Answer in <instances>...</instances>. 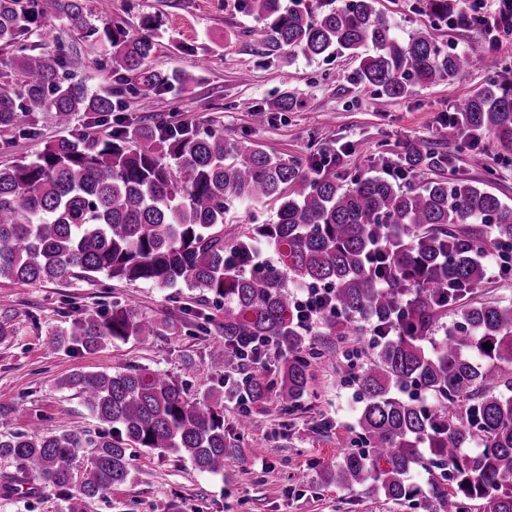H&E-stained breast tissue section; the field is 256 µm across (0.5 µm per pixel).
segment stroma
<instances>
[{"label":"stroma","instance_id":"1","mask_svg":"<svg viewBox=\"0 0 512 512\" xmlns=\"http://www.w3.org/2000/svg\"><path fill=\"white\" fill-rule=\"evenodd\" d=\"M95 22H115L137 32L143 17L161 16L163 29L151 64L162 71L197 72L188 89L170 88L142 112L132 77L117 78L105 45L86 33L55 22L51 37L32 36L37 53L66 47L63 77L89 91L111 95L118 117L137 122L151 117L188 121L223 131L225 139H249L267 152L310 162L324 151L335 154L336 169L346 175L384 174L397 164L406 144L429 139L447 154L445 176L483 184L512 204V156L486 148L483 166L472 165L467 137L448 124L458 98L488 79L512 81V34L501 35L495 51L484 47L478 26L449 25L426 13L422 0H379V7L401 34L422 31L443 45L472 55L469 69L452 86H414L404 97L378 108L373 88L354 80L358 66L348 57L310 59L269 47L263 26L241 9L238 0H86ZM292 95L290 112H272L275 98ZM264 109L256 118V109ZM35 137L19 138L0 130V167L38 154L60 134L53 113L29 116ZM276 205H236L226 215L224 233L239 236L275 217ZM131 301L139 314L170 324L163 335L109 343L87 353L60 349L55 336L84 308ZM220 317L217 304H200L183 288H159L149 282L126 283L98 276L87 281L20 284L0 280V433L32 434L96 431L98 424L76 390L61 388L75 373L113 371L128 366L160 369L200 397L216 379L211 351L217 336L195 335L185 312ZM331 357L313 370L301 408L281 415L274 403L254 408L247 431H240V408L224 405V432L240 439L236 457L220 475L202 473L171 452H134L131 482L112 488L94 512H416L392 504L363 488L342 489L327 483L345 448L355 438L360 409L355 383L340 380L335 358L357 349L363 366L373 349L368 336L338 340L318 336ZM192 373H185V366ZM0 512H64L53 488L23 477L17 462L0 458Z\"/></svg>","mask_w":512,"mask_h":512}]
</instances>
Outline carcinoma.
<instances>
[{
	"mask_svg": "<svg viewBox=\"0 0 512 512\" xmlns=\"http://www.w3.org/2000/svg\"><path fill=\"white\" fill-rule=\"evenodd\" d=\"M263 24L274 49L310 58L347 55L356 79L380 106L416 84L451 85L469 56L416 31L401 36L377 0H239ZM438 18L467 14V0H423ZM54 18L110 49L112 72L134 75L142 109L155 95L196 74L150 65L159 19H142L132 34L119 24L92 23L84 0H0V43L14 47L16 88L0 89V129L35 134L24 114L52 112L65 134L35 158L0 168V279L22 284L101 274L187 288L224 305V317L192 326L223 336L212 365L221 388L202 398L165 372L134 366L112 373H76L59 382L79 390L101 429L38 435L0 433V458L52 487L65 512L90 504L131 480L133 451H170L196 469L224 473L236 445L224 432V400L250 408L269 399L289 414L309 390L313 366L328 352L298 322L293 289L325 286L336 311L316 326L344 339L373 325L395 331L374 344L373 357L352 375L358 351L337 372L357 383L358 447L336 464L339 488L361 487L421 512H512V305L471 300L485 279L491 245L512 239V205L479 184L439 176L420 184L380 175L342 180L331 163L311 172L296 158L275 157L248 140H226L189 122L118 119L103 132L71 128L77 112L108 115L112 98L61 80L65 50L26 52L27 35ZM459 133L512 153V86L489 80L455 105ZM399 164L443 167L448 155L425 139L411 142ZM277 203L275 218L246 236L224 238L235 202ZM486 224L490 235L474 228ZM277 263L257 268L256 244ZM455 319L447 323L448 307ZM163 321L128 303L85 308L58 333L57 344L96 352L114 340L158 336ZM490 343L487 350L482 344ZM276 349L275 368L261 370L258 347ZM409 386L436 401L425 407ZM482 447L466 452L468 445ZM92 449L78 475L73 460ZM434 475L422 487L415 473Z\"/></svg>",
	"mask_w": 512,
	"mask_h": 512,
	"instance_id": "1",
	"label": "carcinoma"
}]
</instances>
